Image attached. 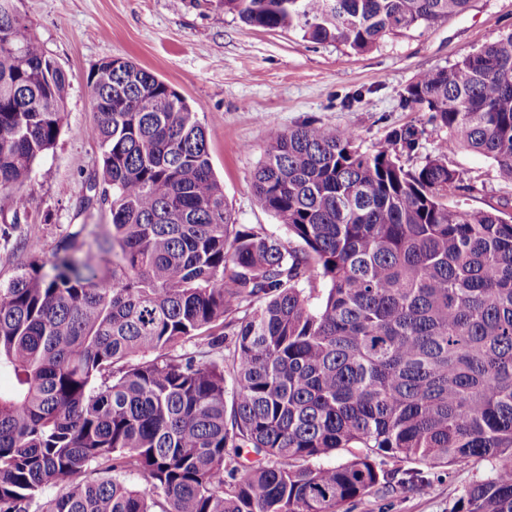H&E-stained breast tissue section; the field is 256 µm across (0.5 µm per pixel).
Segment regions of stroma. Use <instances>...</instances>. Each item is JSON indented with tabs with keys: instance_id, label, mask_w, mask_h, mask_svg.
Masks as SVG:
<instances>
[{
	"instance_id": "stroma-1",
	"label": "stroma",
	"mask_w": 512,
	"mask_h": 512,
	"mask_svg": "<svg viewBox=\"0 0 512 512\" xmlns=\"http://www.w3.org/2000/svg\"><path fill=\"white\" fill-rule=\"evenodd\" d=\"M71 89L54 147L39 159L25 191L28 213L9 240L0 239V283L37 257L50 260L58 243L87 226L111 224L108 206L81 209L85 182L101 168V149L87 137L92 112L87 79L109 57H122L169 83L200 110L213 169L237 223L281 236L285 228L256 200L251 177L270 134L315 121L351 127L373 151L392 129L427 124L429 114L403 108L414 77L447 67L512 30V0H470L448 20L390 35L354 55L340 43L313 44L300 32L253 28L226 13L219 0H16ZM469 189L449 195L474 211L512 216V183L493 163L466 150L448 154ZM424 492H375L348 512H452L466 487L488 472L467 460L424 467Z\"/></svg>"
}]
</instances>
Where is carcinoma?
I'll return each instance as SVG.
<instances>
[{
    "label": "carcinoma",
    "instance_id": "obj_1",
    "mask_svg": "<svg viewBox=\"0 0 512 512\" xmlns=\"http://www.w3.org/2000/svg\"><path fill=\"white\" fill-rule=\"evenodd\" d=\"M469 2L222 5L363 54ZM88 86L102 165L83 202L109 205L112 232L80 257L82 226L0 286V512H341L428 487L384 457L485 461L457 512H512V219L449 204L468 186L447 162L464 149L512 181V31L407 86L404 106L437 132L417 166L402 161L426 134L413 124L372 152L351 128L274 132L252 187L284 237L236 223L199 110L169 84L106 58ZM69 91L0 0L3 237ZM342 448L361 452L319 463Z\"/></svg>",
    "mask_w": 512,
    "mask_h": 512
}]
</instances>
